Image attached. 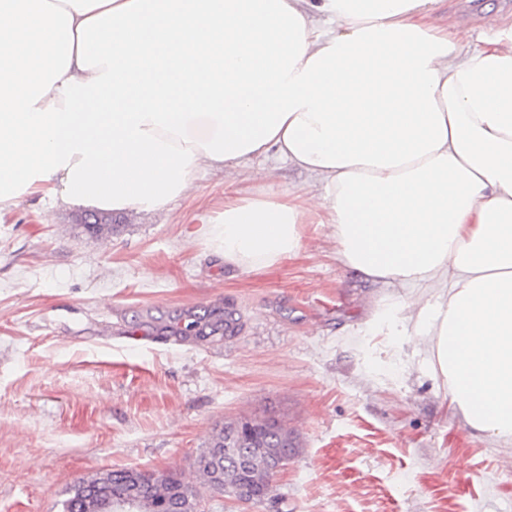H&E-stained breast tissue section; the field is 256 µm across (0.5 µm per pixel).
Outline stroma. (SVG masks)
I'll list each match as a JSON object with an SVG mask.
<instances>
[{"label": "stroma", "instance_id": "1", "mask_svg": "<svg viewBox=\"0 0 512 512\" xmlns=\"http://www.w3.org/2000/svg\"><path fill=\"white\" fill-rule=\"evenodd\" d=\"M488 3L512 19V0H442L437 18L485 37ZM253 166L272 178L241 174L244 195L320 189L275 156ZM224 187L199 173L165 212L121 215L102 240L79 233L81 208L47 197L0 223V512H61L105 470L195 480L225 421L268 414L300 440L271 496L209 493L204 512H512V436L449 407L413 292L361 280L328 224L304 225L278 266L226 267L202 234ZM204 307L233 309L239 333L171 340L169 325Z\"/></svg>", "mask_w": 512, "mask_h": 512}]
</instances>
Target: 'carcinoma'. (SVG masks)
<instances>
[{
  "mask_svg": "<svg viewBox=\"0 0 512 512\" xmlns=\"http://www.w3.org/2000/svg\"><path fill=\"white\" fill-rule=\"evenodd\" d=\"M120 225L112 223V214L94 212L85 223L77 225L79 233L101 238L119 231ZM195 322L210 329V334L231 336L237 332L233 312L220 307L206 308L195 316ZM219 448L220 454L212 455L205 467L196 468L198 483L185 481L173 474H155L150 495L139 499L137 512H185L186 494L201 486L215 489L214 474L224 477V496L238 501L254 498L261 500L271 492L275 464L285 456H295L299 440L294 431L274 416L240 417L224 423L200 457L211 455ZM133 469L107 471L95 478L75 484L62 502V512H85V505L99 497V489L106 488L117 505L129 496L133 483Z\"/></svg>",
  "mask_w": 512,
  "mask_h": 512,
  "instance_id": "cac0c4a2",
  "label": "carcinoma"
}]
</instances>
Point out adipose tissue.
Masks as SVG:
<instances>
[{
	"instance_id": "obj_1",
	"label": "adipose tissue",
	"mask_w": 512,
	"mask_h": 512,
	"mask_svg": "<svg viewBox=\"0 0 512 512\" xmlns=\"http://www.w3.org/2000/svg\"><path fill=\"white\" fill-rule=\"evenodd\" d=\"M437 0H0V216L42 194L165 211L199 171L275 153L320 192L225 197V265L332 225L362 279L437 287L416 315L451 405L512 435V22ZM493 5L503 17L512 19V0H443L438 11L439 23H448V19L460 26L473 31V38L485 37L491 34L484 17L483 6Z\"/></svg>"
}]
</instances>
